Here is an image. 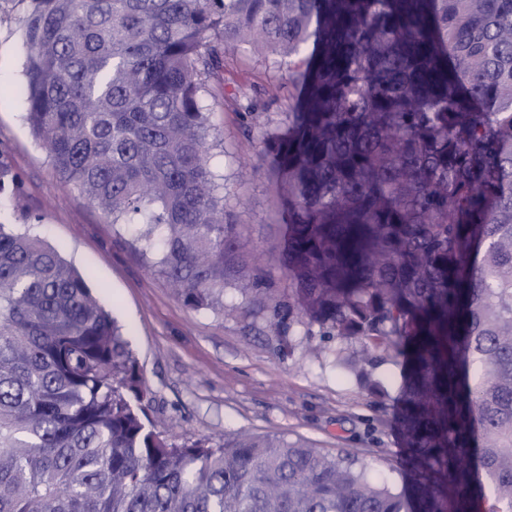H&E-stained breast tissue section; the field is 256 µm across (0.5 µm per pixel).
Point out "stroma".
<instances>
[{"mask_svg": "<svg viewBox=\"0 0 512 512\" xmlns=\"http://www.w3.org/2000/svg\"><path fill=\"white\" fill-rule=\"evenodd\" d=\"M25 47L11 0H0V166L15 178L33 233L61 247L99 301L116 317L141 367L149 416L181 443L225 433L285 434L324 452L346 449L367 463L375 481L402 484L398 366L378 353L373 374L386 389L370 395L342 359L360 341L308 337L293 326L289 342L268 335L265 311L224 291L231 312L196 310L140 257L131 234L111 224L72 182L47 163L25 120ZM215 165L224 175V209L238 224L249 265L263 269L276 293L288 281L278 247L283 225L264 162V134L283 119L280 104L245 118L207 100Z\"/></svg>", "mask_w": 512, "mask_h": 512, "instance_id": "stroma-1", "label": "stroma"}]
</instances>
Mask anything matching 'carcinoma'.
<instances>
[{
    "mask_svg": "<svg viewBox=\"0 0 512 512\" xmlns=\"http://www.w3.org/2000/svg\"><path fill=\"white\" fill-rule=\"evenodd\" d=\"M26 119L57 175L137 226L183 303L232 285L401 365L405 483L284 435L175 444L128 341L55 246L0 224V512H512V0H19ZM265 134L288 293L224 220L205 97ZM230 70L231 72L226 74V77L231 79V84L227 87L228 91H231L234 83L267 87V83L273 80L276 73L274 69L245 53L235 57Z\"/></svg>",
    "mask_w": 512,
    "mask_h": 512,
    "instance_id": "cac0c4a2",
    "label": "carcinoma"
}]
</instances>
